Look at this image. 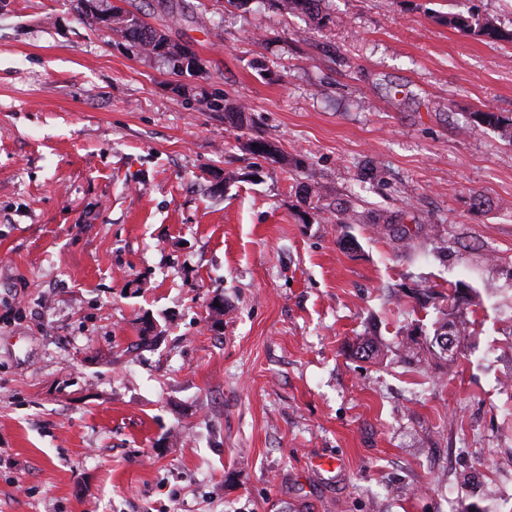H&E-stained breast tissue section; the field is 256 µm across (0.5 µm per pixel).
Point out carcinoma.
Returning <instances> with one entry per match:
<instances>
[{
	"label": "carcinoma",
	"mask_w": 512,
	"mask_h": 512,
	"mask_svg": "<svg viewBox=\"0 0 512 512\" xmlns=\"http://www.w3.org/2000/svg\"><path fill=\"white\" fill-rule=\"evenodd\" d=\"M274 2L278 7L287 12H297L306 15L319 28L326 23L327 15L324 14L323 6L325 0H274ZM79 4L81 11L121 35L136 52L162 57L171 72L177 74L200 67L198 58L192 52L184 47L171 45L166 35L146 23L139 16V12L122 8L115 9L118 26L114 27L112 26V14L98 12L93 0H79ZM445 23L450 28L484 42L512 41V33L502 30L494 20L483 18L473 13L467 15L463 13H450L445 18ZM224 119L240 129L254 125V120L249 115V110L239 104H224ZM471 119L478 127L498 130L503 139L512 143L511 118L505 117L498 112L484 111L472 113ZM250 144L254 145L252 151L255 153L273 159L279 157L280 150L278 146L262 136L251 139ZM465 332L466 327L464 325L446 318L438 322V327L435 329V335L439 337L457 336Z\"/></svg>",
	"instance_id": "obj_1"
}]
</instances>
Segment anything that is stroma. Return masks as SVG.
I'll use <instances>...</instances> for the list:
<instances>
[{
    "label": "stroma",
    "instance_id": "obj_1",
    "mask_svg": "<svg viewBox=\"0 0 512 512\" xmlns=\"http://www.w3.org/2000/svg\"><path fill=\"white\" fill-rule=\"evenodd\" d=\"M95 5L200 68L0 0V512H512V0ZM80 9L87 15H91L99 23H104L112 31L121 35L129 46L140 54H152L162 57L172 73H183L200 68L198 58L185 47L173 46L166 35L150 26L140 16V9L136 12L122 8H113L111 13H100L92 0H78ZM113 12L119 24L112 26ZM276 3L280 9L288 13H301L306 15L317 27H323L326 23L327 15L324 14L323 2L325 0H271ZM448 27L466 33L478 40L495 43L502 40L512 41V33H506L490 18H483L473 13H448L445 18ZM471 119L477 127L492 128L500 132L501 137L512 143V119L498 112H473Z\"/></svg>",
    "mask_w": 512,
    "mask_h": 512
}]
</instances>
